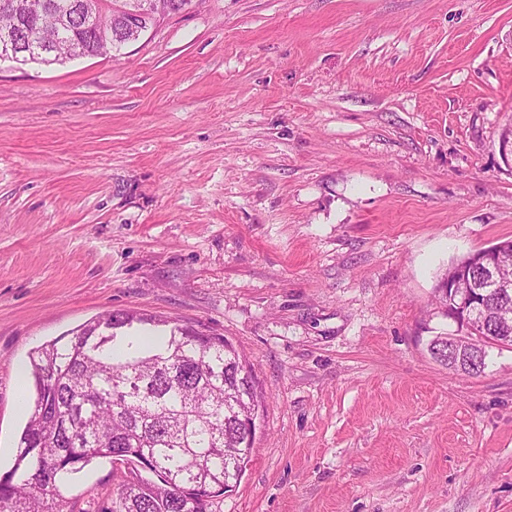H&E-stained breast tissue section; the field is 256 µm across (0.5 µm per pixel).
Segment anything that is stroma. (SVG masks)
<instances>
[{"mask_svg": "<svg viewBox=\"0 0 512 512\" xmlns=\"http://www.w3.org/2000/svg\"><path fill=\"white\" fill-rule=\"evenodd\" d=\"M512 0H190L114 56L0 62V474L36 347L118 310L243 351L222 512H512V348L426 344L512 238ZM88 466L80 508L110 497Z\"/></svg>", "mask_w": 512, "mask_h": 512, "instance_id": "obj_1", "label": "stroma"}]
</instances>
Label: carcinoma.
<instances>
[{"mask_svg": "<svg viewBox=\"0 0 512 512\" xmlns=\"http://www.w3.org/2000/svg\"><path fill=\"white\" fill-rule=\"evenodd\" d=\"M24 35L50 52L75 39L110 54L126 40L122 16L100 20L111 42L90 40L76 26L57 28L35 9L80 0H17ZM465 268L481 289L486 335L512 346V288H491L465 257L442 278ZM36 348L29 356L33 394L14 466L0 475V512H74L78 474L95 459L119 476L97 512H215L224 485L242 479L252 441L247 420L263 408L252 369L225 337L134 311L106 313ZM431 357L457 371L448 342L433 336Z\"/></svg>", "mask_w": 512, "mask_h": 512, "instance_id": "cac0c4a2", "label": "carcinoma"}]
</instances>
